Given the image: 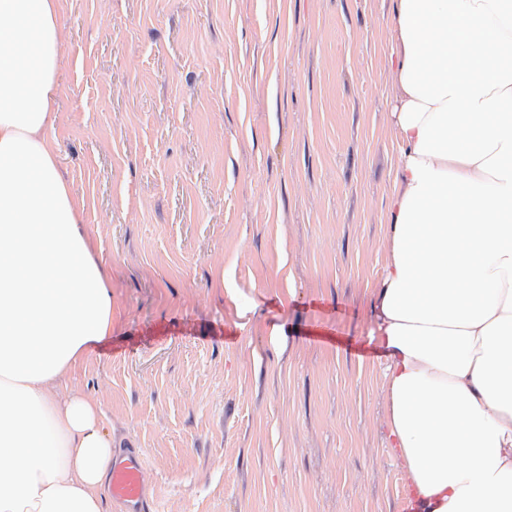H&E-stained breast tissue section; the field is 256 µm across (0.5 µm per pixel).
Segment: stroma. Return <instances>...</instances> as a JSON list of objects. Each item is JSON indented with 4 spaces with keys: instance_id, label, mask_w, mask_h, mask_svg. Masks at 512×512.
Wrapping results in <instances>:
<instances>
[{
    "instance_id": "stroma-1",
    "label": "stroma",
    "mask_w": 512,
    "mask_h": 512,
    "mask_svg": "<svg viewBox=\"0 0 512 512\" xmlns=\"http://www.w3.org/2000/svg\"><path fill=\"white\" fill-rule=\"evenodd\" d=\"M395 0H61L51 135L112 278L59 387L152 512H401L384 351Z\"/></svg>"
}]
</instances>
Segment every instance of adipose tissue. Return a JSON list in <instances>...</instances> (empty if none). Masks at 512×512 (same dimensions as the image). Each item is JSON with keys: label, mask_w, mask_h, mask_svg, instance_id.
Instances as JSON below:
<instances>
[{"label": "adipose tissue", "mask_w": 512, "mask_h": 512, "mask_svg": "<svg viewBox=\"0 0 512 512\" xmlns=\"http://www.w3.org/2000/svg\"><path fill=\"white\" fill-rule=\"evenodd\" d=\"M374 334L411 512H512V0H396ZM59 0H0V512H106L104 412L57 387L112 285L48 136Z\"/></svg>", "instance_id": "adipose-tissue-1"}]
</instances>
